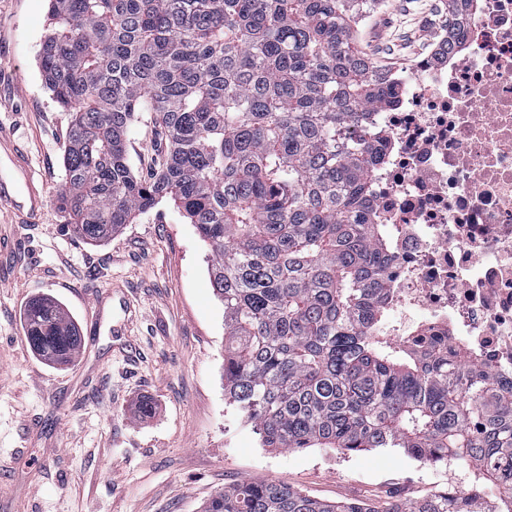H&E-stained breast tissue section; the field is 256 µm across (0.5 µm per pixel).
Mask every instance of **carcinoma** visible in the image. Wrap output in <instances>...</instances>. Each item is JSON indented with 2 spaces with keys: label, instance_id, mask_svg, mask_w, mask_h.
<instances>
[{
  "label": "carcinoma",
  "instance_id": "obj_1",
  "mask_svg": "<svg viewBox=\"0 0 512 512\" xmlns=\"http://www.w3.org/2000/svg\"><path fill=\"white\" fill-rule=\"evenodd\" d=\"M473 0H448L452 42ZM377 0H50L39 66L73 112L56 199L75 236L112 239L168 200L210 249L224 305V395L273 451L401 448L475 465L495 499L441 491L381 512H512V383L416 331L379 339L391 300L387 225L369 184L395 101L355 45ZM151 112L168 150L148 180L126 152ZM32 352L73 361L79 328L49 297L24 311ZM204 512H375L285 483L242 481Z\"/></svg>",
  "mask_w": 512,
  "mask_h": 512
}]
</instances>
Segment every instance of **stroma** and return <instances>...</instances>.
Instances as JSON below:
<instances>
[{"label":"stroma","mask_w":512,"mask_h":512,"mask_svg":"<svg viewBox=\"0 0 512 512\" xmlns=\"http://www.w3.org/2000/svg\"><path fill=\"white\" fill-rule=\"evenodd\" d=\"M448 0H382L358 25L359 47L402 65L433 41ZM48 0H0V70L21 84L0 90L10 127L49 194L42 223L0 212V237L24 235L0 289V512H202L224 486L283 481L328 502L378 508L466 486L468 464H431L400 448L341 453L273 452L224 396V306L208 273L209 249L170 202L91 245L62 217L61 183L71 113L46 88L38 64ZM165 149L154 115L141 113L127 140L133 170L149 178ZM122 284L137 316L126 336L106 306L102 323L84 296ZM38 296L63 302L81 327L83 356L66 366L36 357L23 311ZM150 397L155 412L135 417Z\"/></svg>","instance_id":"stroma-1"}]
</instances>
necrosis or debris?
I'll return each instance as SVG.
<instances>
[{"label": "necrosis or debris", "instance_id": "necrosis-or-debris-1", "mask_svg": "<svg viewBox=\"0 0 512 512\" xmlns=\"http://www.w3.org/2000/svg\"><path fill=\"white\" fill-rule=\"evenodd\" d=\"M447 30L375 110L389 139L371 185L390 228L386 286L398 336L428 325L512 372V0H478L466 40Z\"/></svg>", "mask_w": 512, "mask_h": 512}]
</instances>
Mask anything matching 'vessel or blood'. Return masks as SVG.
<instances>
[{"instance_id": "vessel-or-blood-1", "label": "vessel or blood", "mask_w": 512, "mask_h": 512, "mask_svg": "<svg viewBox=\"0 0 512 512\" xmlns=\"http://www.w3.org/2000/svg\"><path fill=\"white\" fill-rule=\"evenodd\" d=\"M0 207H7L20 224L40 223L45 210L46 187L40 182L28 155L0 125Z\"/></svg>"}]
</instances>
